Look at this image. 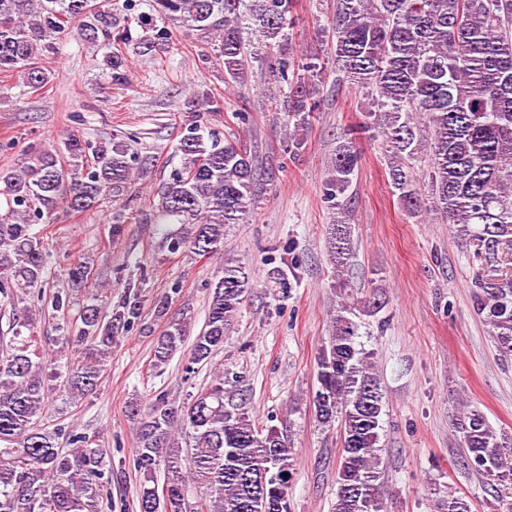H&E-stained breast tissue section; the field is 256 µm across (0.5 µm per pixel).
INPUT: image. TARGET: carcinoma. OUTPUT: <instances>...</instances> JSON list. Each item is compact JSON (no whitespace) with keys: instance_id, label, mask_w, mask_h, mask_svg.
<instances>
[{"instance_id":"obj_1","label":"carcinoma","mask_w":512,"mask_h":512,"mask_svg":"<svg viewBox=\"0 0 512 512\" xmlns=\"http://www.w3.org/2000/svg\"><path fill=\"white\" fill-rule=\"evenodd\" d=\"M136 2L124 0L114 12L95 0H0V72L19 74L33 90L44 88L51 80L47 55L74 23L87 40L109 47L127 44L132 26H147L151 34L140 41L146 54L172 44L169 25L181 23L223 58L225 82H242L255 60L260 77L286 90L293 122L288 157L297 155L300 132L322 107L315 81L327 62L319 54L294 53L296 0H149L148 19L134 13ZM332 11V64L371 104L363 123L337 134L322 185L324 202L338 214L326 240L330 263L345 269L356 253L346 214L360 163L357 135L379 138L390 185L408 216L432 211L474 247V307L499 355L512 360V0H332ZM106 66L112 82L123 83L122 50L111 51ZM219 110V100L197 99L175 146L182 163L158 187L160 223L186 225L166 236L172 253H217L226 226L243 223L261 190L253 155L202 121L203 113ZM137 161L138 153L123 143L93 145L73 135L62 148L37 153L20 172L0 171V299L14 306L9 343L0 336V512L112 509V484L122 481L123 468H114L83 433L40 427V411L61 387L75 400L97 392L112 344L141 321L139 296L107 310L88 298L74 329L59 336L78 353L63 363L62 355L40 347L37 309L24 301L33 292L42 297L45 278L46 254L32 226L61 207L75 213L98 208L107 190L131 179ZM292 253L293 245L283 246L271 278L283 280L288 270L297 275ZM252 288L245 267L224 263L205 324L188 349L186 373L224 346ZM336 288L340 303L318 352L309 401L317 426L339 428L332 512H387L384 392L374 352L362 341L363 317L377 315L382 304H362L348 294L344 279ZM186 332L187 323L175 320L153 337L154 365L184 348ZM228 374H214L182 404L165 391L129 402L139 512H192L197 504L202 512H291V430L257 425L250 394L224 388ZM457 428L468 468L501 482L512 478V464L479 411L464 414ZM161 468L167 495L159 497ZM435 508L469 512L464 499L450 494L437 496Z\"/></svg>"}]
</instances>
